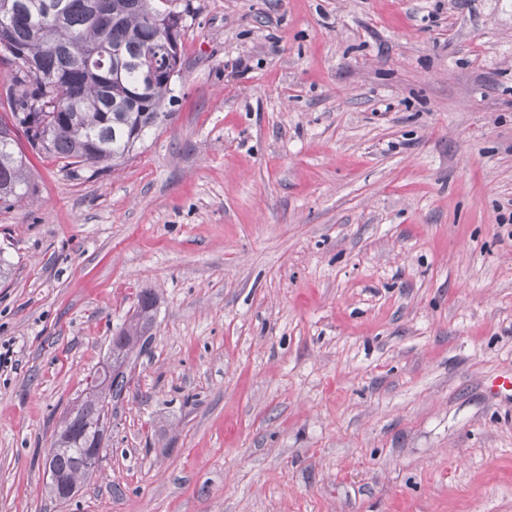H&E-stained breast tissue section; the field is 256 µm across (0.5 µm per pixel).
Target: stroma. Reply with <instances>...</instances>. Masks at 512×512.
Wrapping results in <instances>:
<instances>
[{"label": "stroma", "instance_id": "35a3bbf8", "mask_svg": "<svg viewBox=\"0 0 512 512\" xmlns=\"http://www.w3.org/2000/svg\"><path fill=\"white\" fill-rule=\"evenodd\" d=\"M170 117L0 206V512H512V0H159ZM92 479L44 455L143 292Z\"/></svg>", "mask_w": 512, "mask_h": 512}]
</instances>
